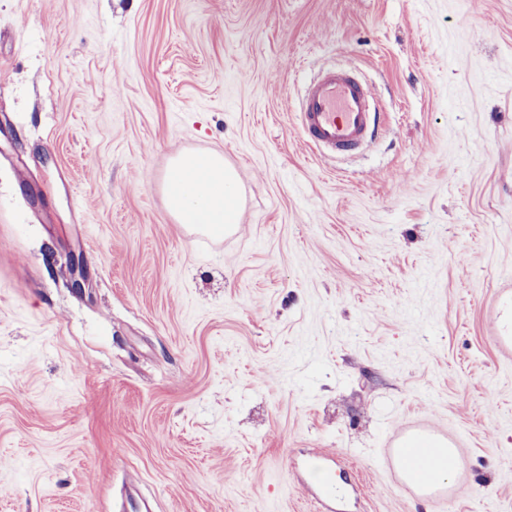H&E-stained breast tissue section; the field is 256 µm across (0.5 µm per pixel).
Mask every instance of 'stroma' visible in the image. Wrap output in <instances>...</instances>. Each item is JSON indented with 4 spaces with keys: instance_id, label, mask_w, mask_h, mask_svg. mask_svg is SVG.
Returning <instances> with one entry per match:
<instances>
[{
    "instance_id": "stroma-1",
    "label": "stroma",
    "mask_w": 512,
    "mask_h": 512,
    "mask_svg": "<svg viewBox=\"0 0 512 512\" xmlns=\"http://www.w3.org/2000/svg\"><path fill=\"white\" fill-rule=\"evenodd\" d=\"M346 62L382 112L336 160L298 102ZM201 151L219 238L161 191ZM508 302L512 0H0V512H314L315 450L363 512H512ZM202 171L208 192L197 190L196 173ZM167 181L169 210L179 224H196L215 236L231 232L238 224L239 205L234 188L237 173L219 153L180 156ZM406 448H411L404 454L402 463L404 467L405 477L409 481L418 479L416 471L430 468L434 474V478L447 481L451 476L448 467L451 459L448 456L456 455V448L450 443L438 442L427 435H418L409 442Z\"/></svg>"
}]
</instances>
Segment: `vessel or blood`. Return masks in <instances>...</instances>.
Masks as SVG:
<instances>
[{
    "label": "vessel or blood",
    "instance_id": "vessel-or-blood-1",
    "mask_svg": "<svg viewBox=\"0 0 512 512\" xmlns=\"http://www.w3.org/2000/svg\"><path fill=\"white\" fill-rule=\"evenodd\" d=\"M375 103L372 87L353 70H321L308 86L299 114L305 141L333 158L349 155L377 133ZM330 461L329 455L315 454L313 463L304 468L303 480L318 492L320 512H344L346 499L333 489L332 477H317Z\"/></svg>",
    "mask_w": 512,
    "mask_h": 512
}]
</instances>
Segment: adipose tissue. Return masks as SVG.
I'll return each instance as SVG.
<instances>
[{"label": "adipose tissue", "mask_w": 512, "mask_h": 512, "mask_svg": "<svg viewBox=\"0 0 512 512\" xmlns=\"http://www.w3.org/2000/svg\"><path fill=\"white\" fill-rule=\"evenodd\" d=\"M174 178L167 181V201L178 223L195 224L215 236L231 232L239 217V205L234 188L237 173L218 153L185 155L174 166ZM402 463L407 480L417 478L421 469H431L435 478L448 480L446 467L449 457L455 456L452 444L419 435L409 443Z\"/></svg>", "instance_id": "ef3b65f1"}]
</instances>
